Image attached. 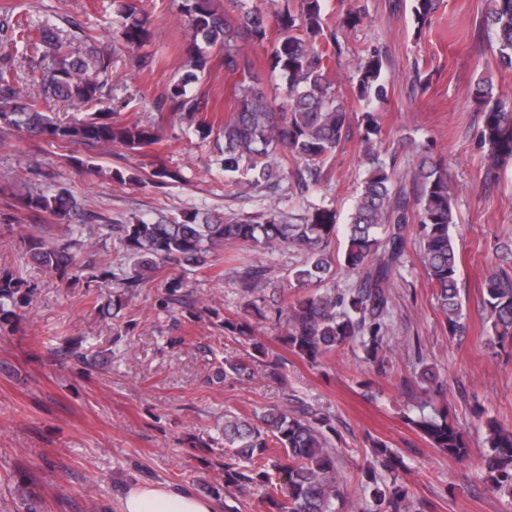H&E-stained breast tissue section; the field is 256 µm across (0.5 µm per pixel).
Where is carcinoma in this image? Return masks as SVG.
I'll return each instance as SVG.
<instances>
[{
    "label": "carcinoma",
    "instance_id": "1",
    "mask_svg": "<svg viewBox=\"0 0 512 512\" xmlns=\"http://www.w3.org/2000/svg\"><path fill=\"white\" fill-rule=\"evenodd\" d=\"M233 10L223 9L217 0H181L185 30L184 78L170 86L158 100V109L177 112L198 137L206 140L212 129L199 119L208 101L191 94L187 86L199 80L207 68L208 49L224 50V69L236 76L233 86L234 112L224 121L214 148L224 173H237L243 182L261 188L284 171L291 170L297 186L308 190L325 177L323 166L334 157L348 136L349 117L344 99L328 79L335 61L336 33L326 21L324 0H269L261 7L250 0H231ZM436 0H414L412 13L417 28L425 26ZM122 44L141 49L151 39L150 21L143 11L119 0L114 20ZM482 25L492 32L491 50L496 65L512 69V0H488ZM273 40L269 67L281 79L279 101H270L259 87L261 79L253 59L245 52L249 45ZM22 47L29 54L32 83L36 94L20 83L15 59L3 52L6 46ZM383 64L371 53L357 67L352 86L364 107L361 142L369 169L346 227L344 265L359 276L353 288L305 294L284 307L286 323L282 335L288 350L311 364H319L345 345L357 341L366 363L377 371L386 370L382 356L386 339V318L390 313L391 288L396 271L403 266L407 225H417L422 267L435 289L436 309L452 333L465 329L460 288L458 255L452 226L455 198L445 166L428 158L425 145L411 189L397 187L395 166L375 154L381 126L375 106L387 99ZM112 77L111 58L92 47L75 51L53 24L42 26L37 38L22 16L0 20V115L7 126L25 135L61 148L71 145L101 150H138L159 141V131L139 121H123L116 109L126 107L104 92ZM474 104L483 112L479 140L487 172L512 157V107L493 98L492 81L482 76L475 84ZM64 103L71 119L57 121L48 111ZM95 111L87 113V108ZM25 209L46 214L58 224H85L94 216L66 187L46 191L33 189L21 195ZM123 250L134 259L133 275L125 278L128 288L146 283L159 263L173 267L201 264L217 257L224 248L250 243L266 250L292 243L306 254L305 263L293 272L298 287L328 279L332 268L331 241L336 235V214L326 206H314L297 223L284 220L273 208L267 213L235 222L224 217L181 214L168 223L140 220L114 224ZM382 257L374 259L380 244ZM24 248L39 268L60 279H72L74 270L98 269L93 254L78 261L71 245L47 237V225L36 224L23 239ZM237 288L246 299L251 319L224 318V330L245 340L252 358L267 363L279 373L281 362L270 356L256 335L257 324L270 319L257 297L265 281L263 268L240 273ZM31 284L7 268L0 269V321L16 316V309L30 304ZM482 303L500 348L512 345V274L502 269L486 277ZM433 448L448 457L464 461L471 449L460 431L448 422V415L420 413L412 420ZM487 443L484 459L488 490L512 497V426L495 418L483 424ZM335 432L328 419L309 415L303 407L289 410L269 407L260 413L224 415V488L264 489L275 512H338L346 479L336 464V448L327 432ZM371 460L355 474V482L372 508L368 512H411L410 491L394 477L385 482L378 469L391 472L400 460L386 443L371 438Z\"/></svg>",
    "mask_w": 512,
    "mask_h": 512
}]
</instances>
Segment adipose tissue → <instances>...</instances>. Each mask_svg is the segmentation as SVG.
Listing matches in <instances>:
<instances>
[{
    "label": "adipose tissue",
    "mask_w": 512,
    "mask_h": 512,
    "mask_svg": "<svg viewBox=\"0 0 512 512\" xmlns=\"http://www.w3.org/2000/svg\"><path fill=\"white\" fill-rule=\"evenodd\" d=\"M209 500L188 490L165 484L131 486L121 501L120 512H212Z\"/></svg>",
    "instance_id": "adipose-tissue-1"
}]
</instances>
